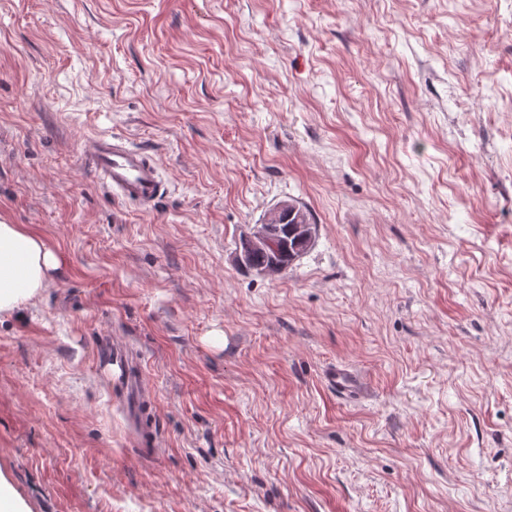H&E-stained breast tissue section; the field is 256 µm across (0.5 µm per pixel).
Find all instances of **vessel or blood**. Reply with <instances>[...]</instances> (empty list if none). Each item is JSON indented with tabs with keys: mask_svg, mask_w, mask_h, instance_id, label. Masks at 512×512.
Listing matches in <instances>:
<instances>
[{
	"mask_svg": "<svg viewBox=\"0 0 512 512\" xmlns=\"http://www.w3.org/2000/svg\"><path fill=\"white\" fill-rule=\"evenodd\" d=\"M80 155L92 163L98 182L119 200L133 203L142 211H150L164 193V183L155 160L133 146L125 137L91 135L78 145ZM111 367L112 385L118 389L139 383L141 398H149L153 388L144 382V367L138 354L126 346L113 345L106 356ZM329 383L338 397L352 398L359 387L345 368L333 369Z\"/></svg>",
	"mask_w": 512,
	"mask_h": 512,
	"instance_id": "obj_1",
	"label": "vessel or blood"
}]
</instances>
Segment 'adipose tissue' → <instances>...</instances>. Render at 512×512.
<instances>
[{
    "label": "adipose tissue",
    "mask_w": 512,
    "mask_h": 512,
    "mask_svg": "<svg viewBox=\"0 0 512 512\" xmlns=\"http://www.w3.org/2000/svg\"><path fill=\"white\" fill-rule=\"evenodd\" d=\"M60 264L58 254L40 236L0 218V312L37 297Z\"/></svg>",
    "instance_id": "adipose-tissue-1"
}]
</instances>
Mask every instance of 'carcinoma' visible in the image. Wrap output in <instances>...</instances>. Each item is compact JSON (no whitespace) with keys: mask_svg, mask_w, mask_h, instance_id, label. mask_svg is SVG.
<instances>
[{"mask_svg":"<svg viewBox=\"0 0 512 512\" xmlns=\"http://www.w3.org/2000/svg\"><path fill=\"white\" fill-rule=\"evenodd\" d=\"M294 224L314 225L316 220L305 205L290 197L288 198V210L281 216L280 222L273 227L272 238L275 248L250 249L244 241H239L238 249L247 252L249 256L246 268L255 271L273 261L288 268L307 254L312 249L309 241L291 230H286V227Z\"/></svg>","mask_w":512,"mask_h":512,"instance_id":"1","label":"carcinoma"}]
</instances>
